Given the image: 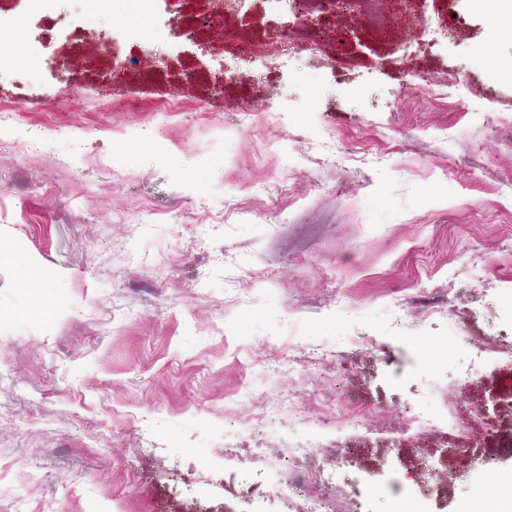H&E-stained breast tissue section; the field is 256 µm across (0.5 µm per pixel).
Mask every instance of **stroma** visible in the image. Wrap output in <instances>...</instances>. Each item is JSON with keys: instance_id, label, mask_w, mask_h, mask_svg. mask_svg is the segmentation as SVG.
<instances>
[{"instance_id": "35a3bbf8", "label": "stroma", "mask_w": 512, "mask_h": 512, "mask_svg": "<svg viewBox=\"0 0 512 512\" xmlns=\"http://www.w3.org/2000/svg\"><path fill=\"white\" fill-rule=\"evenodd\" d=\"M98 9L111 32L88 24L76 48L68 19L0 30L41 78L0 82V512H253L224 438L253 466L288 429L255 439L224 407L257 418L273 398L361 413L376 432L352 436L351 455L282 463L266 512H292L295 470L361 481L369 501L395 465L435 512H512L478 494L512 470L485 464L512 439V368L466 381L443 357L449 322L486 336L484 307L512 318V0L439 15L383 0L374 29L241 0L232 24L267 51L289 29L316 39L220 94L204 80L230 61L218 29L193 38L159 0L158 33L133 48L127 0ZM348 43L342 65L319 66ZM132 55L125 86L96 71ZM171 98L181 111L161 117ZM19 256L40 263L51 308L20 287ZM353 336L374 342L309 354ZM266 358L280 370L255 367ZM431 381L465 425L494 400L490 431L383 436ZM440 470L459 478L438 485Z\"/></svg>"}]
</instances>
